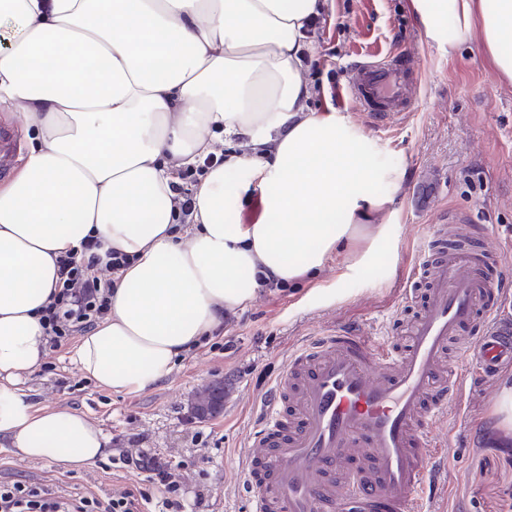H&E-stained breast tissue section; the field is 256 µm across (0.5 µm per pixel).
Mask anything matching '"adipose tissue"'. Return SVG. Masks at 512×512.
<instances>
[{
  "instance_id": "1",
  "label": "adipose tissue",
  "mask_w": 512,
  "mask_h": 512,
  "mask_svg": "<svg viewBox=\"0 0 512 512\" xmlns=\"http://www.w3.org/2000/svg\"><path fill=\"white\" fill-rule=\"evenodd\" d=\"M323 3L0 0V112L26 138L0 183L1 448L69 469L108 451L86 413L39 405L24 385L49 352L39 311L56 259L86 241L130 263L70 359L127 395L167 380L265 284L316 295L328 263L346 277L397 258L401 172L348 114L308 107L302 71ZM409 9L452 51L480 30L487 61L512 81V0ZM233 141L240 152L183 181L215 143ZM252 191L260 220L230 221Z\"/></svg>"
}]
</instances>
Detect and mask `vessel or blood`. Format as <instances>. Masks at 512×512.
<instances>
[{"mask_svg": "<svg viewBox=\"0 0 512 512\" xmlns=\"http://www.w3.org/2000/svg\"><path fill=\"white\" fill-rule=\"evenodd\" d=\"M405 54L357 63L348 94L373 122L403 112L413 95ZM427 226L424 256L403 300L418 309L406 338L365 336L346 323L295 349L258 401L241 461L251 512H427L441 445L431 430L468 382L495 387L512 366V326L493 301L512 279L489 275L505 245L459 247L448 224ZM476 328L465 348L471 369L447 366L448 344Z\"/></svg>", "mask_w": 512, "mask_h": 512, "instance_id": "1", "label": "vessel or blood"}]
</instances>
